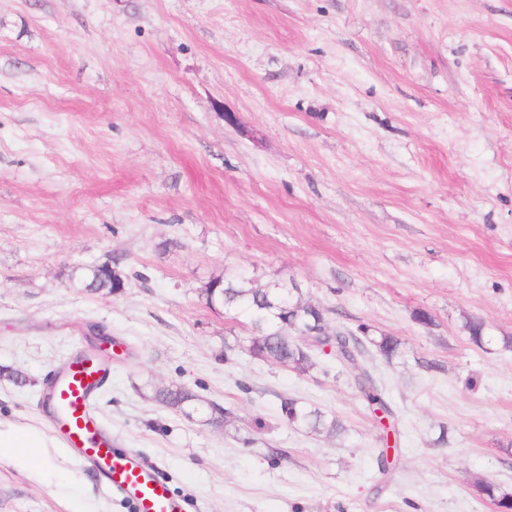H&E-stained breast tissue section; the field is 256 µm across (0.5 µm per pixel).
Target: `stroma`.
<instances>
[{"label": "stroma", "instance_id": "35a3bbf8", "mask_svg": "<svg viewBox=\"0 0 512 512\" xmlns=\"http://www.w3.org/2000/svg\"><path fill=\"white\" fill-rule=\"evenodd\" d=\"M112 258L119 293L80 288ZM216 278L399 338L373 360L389 475L356 367L250 358ZM94 324L122 347L101 422L190 512H498L474 483L512 490V0H0L1 420L53 435ZM172 384L193 417L153 400ZM43 461L0 459V512H132L68 448ZM280 413L289 425L305 428L312 433L336 436L343 431V425L336 416L328 415L319 408L302 405L294 397L281 396Z\"/></svg>", "mask_w": 512, "mask_h": 512}]
</instances>
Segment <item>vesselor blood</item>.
<instances>
[{
  "label": "vessel or blood",
  "instance_id": "obj_1",
  "mask_svg": "<svg viewBox=\"0 0 512 512\" xmlns=\"http://www.w3.org/2000/svg\"><path fill=\"white\" fill-rule=\"evenodd\" d=\"M104 370L93 362L76 360L50 394L55 429L71 452L95 472L113 494L128 500L134 512H185L160 469L132 450L114 447L92 403L103 387Z\"/></svg>",
  "mask_w": 512,
  "mask_h": 512
}]
</instances>
